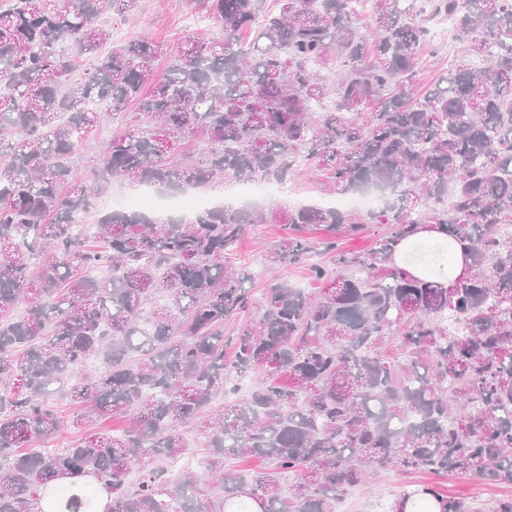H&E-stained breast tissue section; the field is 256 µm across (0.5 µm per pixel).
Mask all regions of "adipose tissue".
I'll return each mask as SVG.
<instances>
[{
    "mask_svg": "<svg viewBox=\"0 0 512 512\" xmlns=\"http://www.w3.org/2000/svg\"><path fill=\"white\" fill-rule=\"evenodd\" d=\"M392 262L411 276L448 282L466 273L469 264L462 245L449 242L445 234L430 227L402 240Z\"/></svg>",
    "mask_w": 512,
    "mask_h": 512,
    "instance_id": "adipose-tissue-1",
    "label": "adipose tissue"
}]
</instances>
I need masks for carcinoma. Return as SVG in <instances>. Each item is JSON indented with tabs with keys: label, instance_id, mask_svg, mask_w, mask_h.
<instances>
[{
	"label": "carcinoma",
	"instance_id": "carcinoma-1",
	"mask_svg": "<svg viewBox=\"0 0 512 512\" xmlns=\"http://www.w3.org/2000/svg\"><path fill=\"white\" fill-rule=\"evenodd\" d=\"M279 2L275 14L265 0H197L223 38L139 36L74 82L76 60L111 40L102 15L138 0L0 6V512H31L48 481L79 474L104 483L108 512H223L246 490L263 512H339L369 467L512 489V0H368L369 36L357 0ZM442 14L463 54L424 86L425 16ZM129 104L97 178L75 181L74 156ZM197 137L207 149L175 161ZM302 158L338 193H384L381 206L224 205L191 221L114 210L74 228L114 180L284 184ZM249 224L282 225L267 266L302 264L318 291L273 279L255 300L249 274L224 264ZM369 224L385 226L370 251L338 250ZM421 224L464 246L469 275L446 284L391 264ZM314 226L331 235L330 266L310 261ZM390 336L404 361L382 352ZM252 373L249 392L201 416ZM57 394L79 404L77 427L132 422L22 451L67 426ZM194 420L205 474L176 477L179 425ZM231 456L267 467L247 489ZM423 491L447 512H512V494L481 507Z\"/></svg>",
	"mask_w": 512,
	"mask_h": 512
}]
</instances>
